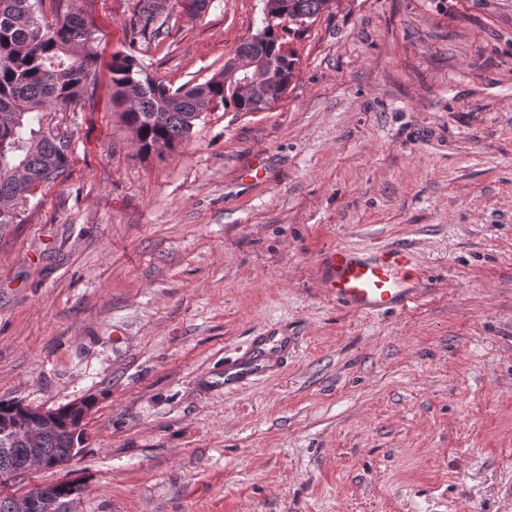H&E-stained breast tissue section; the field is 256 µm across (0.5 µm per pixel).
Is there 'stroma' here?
I'll return each mask as SVG.
<instances>
[{
  "label": "stroma",
  "instance_id": "35a3bbf8",
  "mask_svg": "<svg viewBox=\"0 0 512 512\" xmlns=\"http://www.w3.org/2000/svg\"><path fill=\"white\" fill-rule=\"evenodd\" d=\"M90 0L98 80L49 112L70 167L0 226V400L94 398L78 512H512V0H336L289 36L266 112L216 107L142 158L119 51L172 87L218 74L262 0ZM266 175L243 174L255 157ZM403 247L426 291L378 316L318 286L332 246ZM286 352L253 360L251 341ZM164 0H144L138 13L129 25L130 46L135 43L151 42L162 34L164 21L160 18L164 13L161 4Z\"/></svg>",
  "mask_w": 512,
  "mask_h": 512
}]
</instances>
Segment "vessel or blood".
I'll list each match as a JSON object with an SVG mask.
<instances>
[{
    "instance_id": "b4317fda",
    "label": "vessel or blood",
    "mask_w": 512,
    "mask_h": 512,
    "mask_svg": "<svg viewBox=\"0 0 512 512\" xmlns=\"http://www.w3.org/2000/svg\"><path fill=\"white\" fill-rule=\"evenodd\" d=\"M324 293L361 314L385 313L416 295L425 273L399 249H327L319 260Z\"/></svg>"
}]
</instances>
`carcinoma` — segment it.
<instances>
[{"label": "carcinoma", "mask_w": 512, "mask_h": 512, "mask_svg": "<svg viewBox=\"0 0 512 512\" xmlns=\"http://www.w3.org/2000/svg\"><path fill=\"white\" fill-rule=\"evenodd\" d=\"M39 2L0 0V225L23 223L21 206L33 190L68 169L70 140L44 131L42 113L77 105L97 82L95 37L86 10L78 0H58L55 21L49 24L39 18ZM162 2L143 0L129 25L130 44L162 34ZM268 2L272 12L286 4L307 23L325 11L327 0ZM285 32L286 26L276 19L266 25L262 40L248 44L254 56L267 59L268 82L282 94L297 64L295 51H283ZM111 72L115 97L124 106L123 122L139 126L141 152L159 144H182L193 132L195 113L211 104L230 105L236 112L256 109L255 102L237 95L222 74L188 89H174L144 75L132 53L114 55ZM25 421L18 402L0 400V471H18L24 465L26 448L9 440L6 427ZM82 438L77 415L64 413L59 425L45 430L42 454L50 463L63 462ZM38 492L58 502L59 512H68L61 485L40 487Z\"/></svg>", "instance_id": "obj_1"}]
</instances>
